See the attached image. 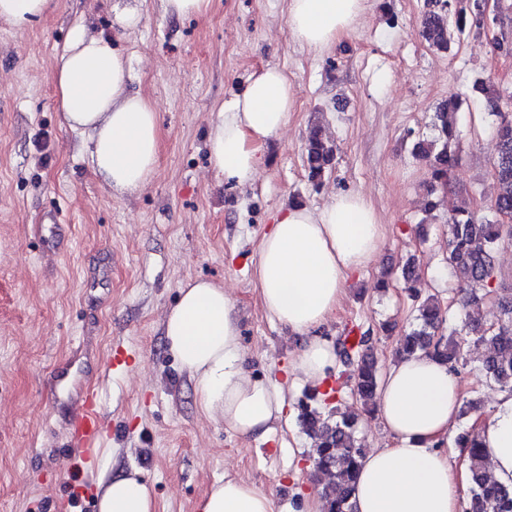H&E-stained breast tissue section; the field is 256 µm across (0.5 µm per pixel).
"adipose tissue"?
I'll return each instance as SVG.
<instances>
[{
  "label": "adipose tissue",
  "instance_id": "adipose-tissue-1",
  "mask_svg": "<svg viewBox=\"0 0 512 512\" xmlns=\"http://www.w3.org/2000/svg\"><path fill=\"white\" fill-rule=\"evenodd\" d=\"M366 0H287L288 30L311 51L336 45L358 25ZM130 60L111 36L74 24L53 67L57 106L82 137L93 172L120 194L145 191L159 162L161 122L154 105L130 93ZM296 99L284 71L253 75L210 131L209 166L225 181L256 176L264 145L287 125ZM385 227L356 192L323 205L279 209L251 260L264 313L306 342L287 374L322 386L338 362L317 331L347 294L350 279L379 251ZM164 336L193 383L199 410L244 437L288 426L287 384L257 378L247 365L234 303L223 286L189 281L163 320ZM462 386L447 364L425 354L397 360L380 379L377 411L391 445L368 451L352 495L355 512H461L460 479L440 445L454 428ZM482 449L499 481L512 484V392L499 395L481 429ZM99 512H157L138 471L99 475ZM198 512H273L271 498L228 473L197 504Z\"/></svg>",
  "mask_w": 512,
  "mask_h": 512
}]
</instances>
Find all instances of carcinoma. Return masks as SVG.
I'll use <instances>...</instances> for the list:
<instances>
[{
	"instance_id": "cac0c4a2",
	"label": "carcinoma",
	"mask_w": 512,
	"mask_h": 512,
	"mask_svg": "<svg viewBox=\"0 0 512 512\" xmlns=\"http://www.w3.org/2000/svg\"><path fill=\"white\" fill-rule=\"evenodd\" d=\"M424 0L422 36L428 45L440 52L452 51L454 38L470 33L486 34L494 29L504 30L512 15L483 12L476 0ZM473 90L482 97L487 114L497 122V153L492 162V176L497 187L495 196L486 204L487 214L480 215L479 207L469 203L448 213V264L464 277L459 290L462 306L489 303L491 320L474 324L469 333L474 342L486 345L491 353L481 360L479 369L486 378L502 388L512 390V288H498L495 283V253L504 239L512 236V225L503 224L500 214L512 212V114L503 105L512 102V93H505L491 76L480 78ZM463 100L450 98L431 117L432 136L421 135L413 145L415 157L427 162L432 182L446 186L448 176L458 163L456 151L457 115ZM337 146L324 139L321 126L311 127L305 154L308 180L319 184L332 167ZM405 292L415 302L418 327L401 338L398 356L416 353L433 355L449 364L454 372L464 366L469 341L453 330L442 333L446 310L433 296L419 295L414 283L419 278L414 260H407L402 269ZM340 362L347 370L336 375L335 393L345 384H352L364 410L374 403L381 373L377 362L362 357L356 361L353 347L336 343ZM330 398L314 388L299 399V421L310 439L309 457L314 468L326 471L329 480L321 490L326 512H354L351 502L363 448L355 437V418H334L327 411ZM460 447L466 449L470 497L465 512H512V486L491 479L482 461L479 433L468 430L458 436Z\"/></svg>"
}]
</instances>
